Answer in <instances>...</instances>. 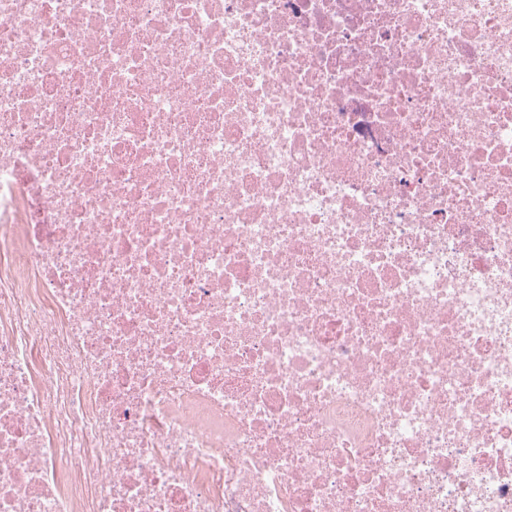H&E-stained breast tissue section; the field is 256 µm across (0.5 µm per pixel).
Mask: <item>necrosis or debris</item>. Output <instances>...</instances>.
Wrapping results in <instances>:
<instances>
[{"label": "necrosis or debris", "instance_id": "1", "mask_svg": "<svg viewBox=\"0 0 512 512\" xmlns=\"http://www.w3.org/2000/svg\"><path fill=\"white\" fill-rule=\"evenodd\" d=\"M0 512H512V0H0Z\"/></svg>", "mask_w": 512, "mask_h": 512}]
</instances>
